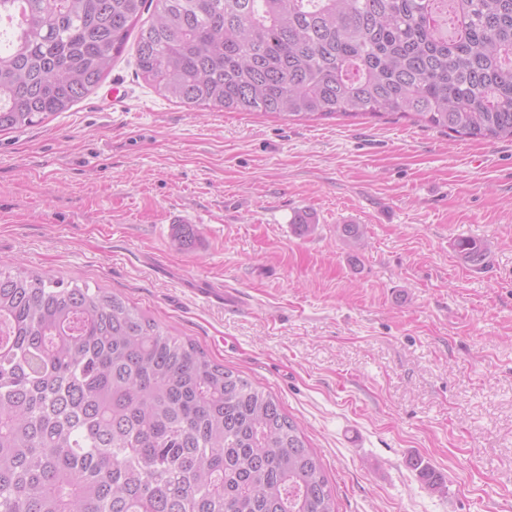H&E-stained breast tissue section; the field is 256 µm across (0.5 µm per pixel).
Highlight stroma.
I'll use <instances>...</instances> for the list:
<instances>
[{"label":"stroma","instance_id":"1","mask_svg":"<svg viewBox=\"0 0 512 512\" xmlns=\"http://www.w3.org/2000/svg\"><path fill=\"white\" fill-rule=\"evenodd\" d=\"M19 264L121 295L275 395L337 512H512L511 140L190 109L130 43L69 111L0 132V269Z\"/></svg>","mask_w":512,"mask_h":512}]
</instances>
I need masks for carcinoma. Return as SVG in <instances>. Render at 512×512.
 <instances>
[{"mask_svg": "<svg viewBox=\"0 0 512 512\" xmlns=\"http://www.w3.org/2000/svg\"><path fill=\"white\" fill-rule=\"evenodd\" d=\"M1 27L0 132L70 110L135 31L138 75L190 108L512 139V0H0ZM0 512L337 510L275 397L123 297L18 267L0 270Z\"/></svg>", "mask_w": 512, "mask_h": 512, "instance_id": "1", "label": "carcinoma"}]
</instances>
